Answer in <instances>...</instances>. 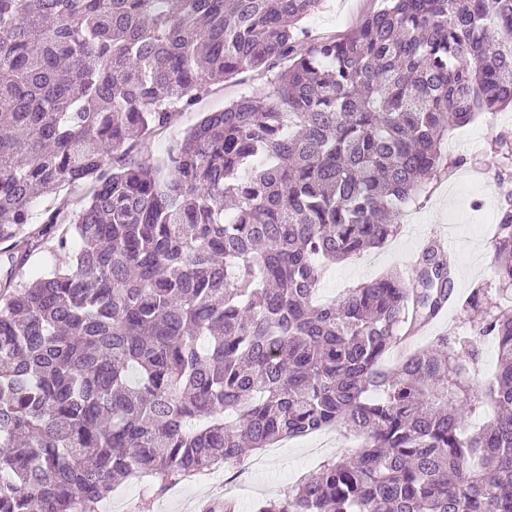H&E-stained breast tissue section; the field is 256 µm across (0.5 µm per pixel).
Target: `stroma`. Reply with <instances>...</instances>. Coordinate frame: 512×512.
<instances>
[{
	"instance_id": "stroma-1",
	"label": "stroma",
	"mask_w": 512,
	"mask_h": 512,
	"mask_svg": "<svg viewBox=\"0 0 512 512\" xmlns=\"http://www.w3.org/2000/svg\"><path fill=\"white\" fill-rule=\"evenodd\" d=\"M384 5V0H324L303 25L309 40L342 38ZM267 80L265 74L248 71L216 86L194 111L183 113L141 144V152L165 156L199 113L221 109L242 96L260 92ZM497 137L512 141V110L478 117L449 132L445 150L448 155L462 157V164L448 178L430 181L420 199L406 206L405 223L382 248L332 266L321 283L322 300L334 299L390 270L411 279L415 256L424 241L439 237L453 243L458 297H466L478 284L492 283L491 240L498 222V194L489 144ZM356 446V439L343 432L328 436L314 433L249 454L240 464L216 473L198 474L162 495L138 492L133 479L116 488L113 495L127 497L130 512H202L216 497L236 499L239 512H257L266 501L287 495L298 477L317 470L331 456L354 452Z\"/></svg>"
}]
</instances>
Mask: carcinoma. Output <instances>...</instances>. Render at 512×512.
<instances>
[{"label":"carcinoma","instance_id":"cac0c4a2","mask_svg":"<svg viewBox=\"0 0 512 512\" xmlns=\"http://www.w3.org/2000/svg\"><path fill=\"white\" fill-rule=\"evenodd\" d=\"M321 2L0 0V512H98L127 480L162 494L326 428L359 450L258 512H512V142L491 146L498 288L459 302L468 335L383 365L453 293L435 242L412 281L316 300L326 265L394 237L463 162L449 130L512 106V0H387L307 45ZM280 64L164 158L133 153ZM52 224L71 264L17 282ZM279 71L278 68L267 74L248 71L229 79L224 84L205 95L195 106L193 111L184 112L170 126L158 131L137 149L143 153H150L156 158L165 156L167 149L183 135L184 130L192 125L197 119L199 112H210L224 107V104L235 101L242 96L251 93H259L267 85V80Z\"/></svg>","mask_w":512,"mask_h":512}]
</instances>
